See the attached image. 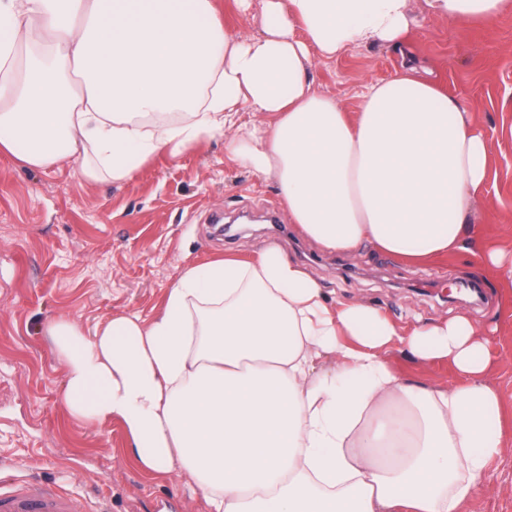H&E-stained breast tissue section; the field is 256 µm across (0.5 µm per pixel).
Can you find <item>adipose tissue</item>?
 Here are the masks:
<instances>
[{
  "label": "adipose tissue",
  "mask_w": 512,
  "mask_h": 512,
  "mask_svg": "<svg viewBox=\"0 0 512 512\" xmlns=\"http://www.w3.org/2000/svg\"><path fill=\"white\" fill-rule=\"evenodd\" d=\"M426 3L456 24L494 20L504 0ZM265 19L263 37L232 39L212 0H0V154L121 182L220 137L326 249L466 250L491 146L461 99L404 71L350 118L306 80L312 57L400 43L408 0H265ZM245 109L263 121L238 123ZM45 331L68 414L120 420L133 458L187 474L208 512H472L512 452L491 331L463 313L405 328L362 299L332 304L274 244L186 268L153 320ZM395 349L447 362L453 381L403 377Z\"/></svg>",
  "instance_id": "obj_1"
}]
</instances>
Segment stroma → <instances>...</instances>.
<instances>
[{"label":"stroma","mask_w":512,"mask_h":512,"mask_svg":"<svg viewBox=\"0 0 512 512\" xmlns=\"http://www.w3.org/2000/svg\"><path fill=\"white\" fill-rule=\"evenodd\" d=\"M225 32L264 34V2L241 13L214 0ZM410 34L397 48H360L313 58L312 91L357 112L366 85L404 66L459 96L493 149L497 177L474 223L477 241L512 238V9L488 23L449 24L425 0H409ZM302 266L339 301L364 299L411 326L460 311L494 323L497 384L512 411V274L461 258L413 266L367 249L328 250L291 224L274 178L263 179L224 154L223 139L177 158L160 156L122 182H90L77 163L43 173L0 155V467L14 483L77 497L86 512H207L187 475L150 472L126 454L119 421L71 419L64 369L43 334L67 318L93 331L109 317L152 319L182 272L227 255L256 257L268 244ZM476 280L483 302L443 301L448 284ZM474 512H512V454L482 478Z\"/></svg>","instance_id":"35a3bbf8"}]
</instances>
